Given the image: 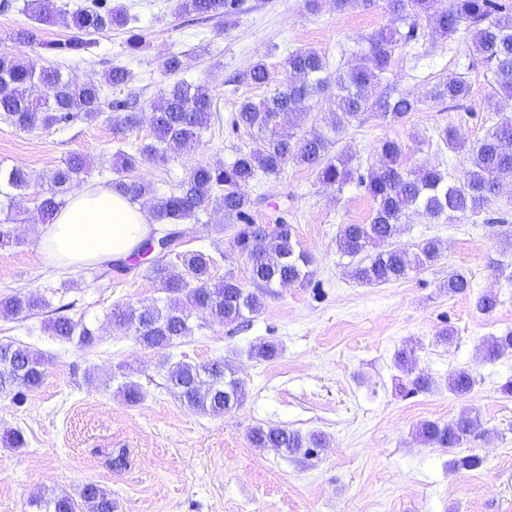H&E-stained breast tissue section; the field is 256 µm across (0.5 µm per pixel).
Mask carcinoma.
<instances>
[{
    "label": "carcinoma",
    "instance_id": "carcinoma-1",
    "mask_svg": "<svg viewBox=\"0 0 512 512\" xmlns=\"http://www.w3.org/2000/svg\"><path fill=\"white\" fill-rule=\"evenodd\" d=\"M385 0V9L394 21L408 23L403 32L391 25L364 39L365 46L353 53L354 62L345 70L329 71L323 55L313 49L300 48L288 53L282 67L285 81L269 95L255 101L240 102L233 117L236 128H244L255 137L257 148L237 153L227 166L198 164L192 167L178 188L158 196L150 183L130 175L139 162H167L190 153L201 143L203 133L213 116L209 89L177 80L163 90L150 104L151 135L133 152L119 150L113 164L112 187L130 200L148 209L153 220L166 228L157 238L150 236L140 245L137 257L150 261V273L160 290L167 294L161 307L135 308L127 305L112 312L115 325L136 336L143 347L165 351L192 333L191 316L233 323L248 314L261 311L265 290L275 285H305L310 279L312 257L298 248L292 225L279 221L266 233L254 224L252 200L246 186L262 172L277 177L293 163L316 173L318 180L343 188L354 182L365 189L374 202L367 224H345L336 238L338 251L359 258L353 277L367 284H386L408 277L440 257V243L430 239L410 249L393 243L402 232L403 220L411 213H420L435 223L455 224L476 215L491 205L501 191L502 183L512 178V117L502 118L488 129L474 147L465 149L455 132L444 129L438 138L454 152H466L467 166L454 181L439 169L403 165L405 146L399 140L386 139L377 147L380 164L361 172L351 167V159L331 153L335 138L359 115L375 112L390 124L405 122L409 114L420 109L422 100L411 95L366 94L367 88L381 83L389 70L396 49L402 42L416 39L417 20L423 18L440 37L447 39L460 31L468 33L471 50L493 73L499 89L512 97V0ZM242 0H177L176 12L181 16L208 19L224 10V18L232 19L241 10ZM29 12L35 19L63 24L74 30L65 42L42 45L45 50H67L79 53L90 48V36L106 29H125L135 22L118 5L108 0H87L71 7L59 6L52 0H29ZM14 40L21 50L0 54V116L23 131L66 125L78 118L93 121L105 111L113 112V129L121 133L138 123L139 113L133 111L131 98L107 100L102 96L101 82L79 81L54 66L39 67L24 48L32 44L31 33L19 29ZM248 78L255 86L268 85L271 73L263 60L249 69ZM104 83L114 89L126 85L131 75L121 65L105 71ZM336 89V108L321 118L322 125L304 129L313 109V100L329 89ZM470 85L458 75L438 81L430 98L459 104L468 99ZM301 130L300 135L284 134L282 122ZM91 161L84 155L72 154L48 177V188L30 220L50 224L69 201V196L88 181ZM29 173L21 166L0 168V194L12 201L11 192L30 186ZM216 202L224 216L234 221L230 249L224 258H242L248 265L253 289L246 288L233 271L224 279L215 280V260L204 251L179 254L181 269L171 272L164 259L185 237L186 224L199 220V213ZM450 294L470 292L471 282L462 273H448L442 284ZM499 304L493 293H484L475 300L482 314L492 313ZM48 306L33 294L14 293L0 296V315L32 313ZM53 333L65 342L89 346L93 332L82 322L59 316L52 321ZM512 350V331L492 336L484 342V357L494 361ZM396 364L410 379L414 391L431 386L428 377L415 373L412 353L400 351ZM44 378L41 355L23 346L0 343V395L22 401L27 393L40 386ZM168 378L188 409L219 416L240 405L244 389L235 371L224 360L202 364L178 362L168 371ZM475 385L472 374L459 370L448 380V388L457 395L469 394ZM480 427L477 417L464 414L448 422L423 421L414 437L425 445L458 448ZM255 448H271L277 452L310 453L322 447L316 434L304 436L280 427H255L249 433ZM34 512H116L112 493L95 483H87L79 498L70 495L39 497L30 502Z\"/></svg>",
    "mask_w": 512,
    "mask_h": 512
}]
</instances>
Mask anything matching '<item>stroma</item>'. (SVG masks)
I'll return each mask as SVG.
<instances>
[{
  "mask_svg": "<svg viewBox=\"0 0 512 512\" xmlns=\"http://www.w3.org/2000/svg\"><path fill=\"white\" fill-rule=\"evenodd\" d=\"M114 2L137 16L142 48H129L124 31L112 29L94 34L87 52L53 53L44 43L67 40L71 29L0 10V53L14 51V30L30 29L35 43L28 53L40 65L82 80L126 66L132 75L126 90L141 106L139 123L121 134L105 118L32 132L0 118V166L24 167L33 178L14 200L13 241L0 247V295L32 292L47 302L30 316L0 317V343L38 350L45 371L23 402L0 398V512H30L31 499L75 496L90 482L111 492L118 512H512V397L500 391L512 379V351L493 362L482 358L486 338L512 331V184L486 213L457 224L406 218L397 244L413 248L435 239L440 258L405 279L366 285L351 275L355 259L336 246L342 225L370 221L374 203L363 188L323 185L314 172L292 164L278 178L258 176L247 187L254 221L271 225L283 217L292 224L300 249L313 257L310 283L271 288L263 309L239 323L193 318L192 334L160 353L111 321L116 306L165 302L146 263L129 259L108 278L95 264L52 265L38 250L39 225L25 221L47 187L45 174L70 154L91 159L90 182H105L116 151L148 137V106L168 83L162 73L168 56L182 58L181 79L208 86L216 110L196 151L137 167L160 195L194 165H226L254 148L246 130H231L230 118L244 98L269 89L234 82V75L261 59L280 78L283 58L298 48L317 50L330 69L347 68L358 40L392 25L384 0L346 10L322 0L315 12L306 0H243L231 25L220 14L185 22L175 13L176 0ZM451 75L471 87L457 108L428 97ZM374 92L410 94L423 105L398 125L363 113L339 135L336 151L364 168L375 163L382 140L396 139L405 146L407 166L433 165L457 179L466 157L445 148L439 131L453 128L471 146L512 114V99L497 93L469 37L446 40L424 22L416 40L396 49ZM230 237L223 210L207 208L166 261L176 267L180 253L201 250L217 259L214 279L231 270L248 282L244 259L223 258ZM454 270L470 279V293L443 289ZM486 291L496 293L499 304L483 315L474 302ZM63 304L93 331V345L53 336L49 323ZM448 328L455 336L450 345L439 340ZM265 341L277 344L275 358L248 356L250 346ZM403 348L413 349L415 368L431 379V390L411 391L394 363ZM218 359L230 363L244 385L241 406L221 416L187 409L168 381L169 364ZM460 369L476 380L466 396L448 388L449 375ZM125 381L139 385L138 403L118 394ZM466 412L481 423L480 436L460 449L481 458L473 471L452 469L447 449L413 435L420 422L447 423ZM257 426L317 432L325 445L308 455L255 448L248 435ZM15 430L24 436L18 448L8 441ZM119 452L125 460L116 467L111 457Z\"/></svg>",
  "mask_w": 512,
  "mask_h": 512,
  "instance_id": "1",
  "label": "stroma"
}]
</instances>
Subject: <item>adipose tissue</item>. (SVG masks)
I'll list each match as a JSON object with an SVG mask.
<instances>
[{"instance_id":"obj_1","label":"adipose tissue","mask_w":512,"mask_h":512,"mask_svg":"<svg viewBox=\"0 0 512 512\" xmlns=\"http://www.w3.org/2000/svg\"><path fill=\"white\" fill-rule=\"evenodd\" d=\"M158 229L139 203L99 185L73 196L53 223L44 225L39 247L63 267L124 261Z\"/></svg>"}]
</instances>
